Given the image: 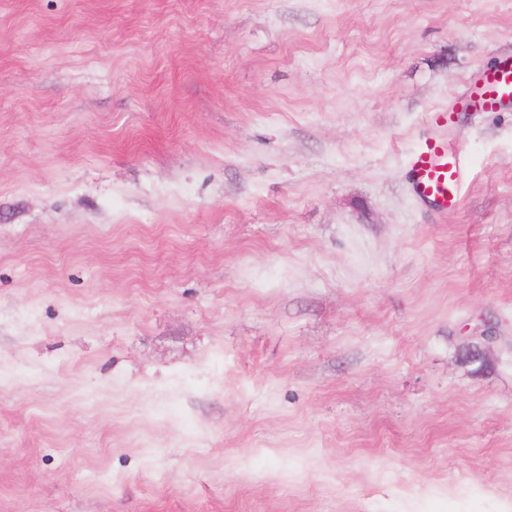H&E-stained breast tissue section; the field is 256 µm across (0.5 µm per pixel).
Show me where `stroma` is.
Masks as SVG:
<instances>
[{"label":"stroma","mask_w":512,"mask_h":512,"mask_svg":"<svg viewBox=\"0 0 512 512\" xmlns=\"http://www.w3.org/2000/svg\"><path fill=\"white\" fill-rule=\"evenodd\" d=\"M501 55L512 0H0V512H512V112L430 122ZM408 166L412 191L424 204L437 212L458 205L468 170L463 149L448 152L444 140L428 138L412 152ZM493 338L494 336L488 334H480L479 336H470L469 339L465 340L463 352H466V355L462 357L466 364L475 366L474 372H482L489 368L490 360L487 349L488 345L494 340Z\"/></svg>","instance_id":"obj_1"}]
</instances>
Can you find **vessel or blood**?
Segmentation results:
<instances>
[{"label": "vessel or blood", "mask_w": 512, "mask_h": 512, "mask_svg": "<svg viewBox=\"0 0 512 512\" xmlns=\"http://www.w3.org/2000/svg\"><path fill=\"white\" fill-rule=\"evenodd\" d=\"M512 112V57L471 76L467 92L445 112L435 115L439 125L456 124L466 112ZM411 188L415 196L437 212L454 209L467 177L463 150H449L445 141L429 138L421 142L408 160Z\"/></svg>", "instance_id": "vessel-or-blood-1"}]
</instances>
